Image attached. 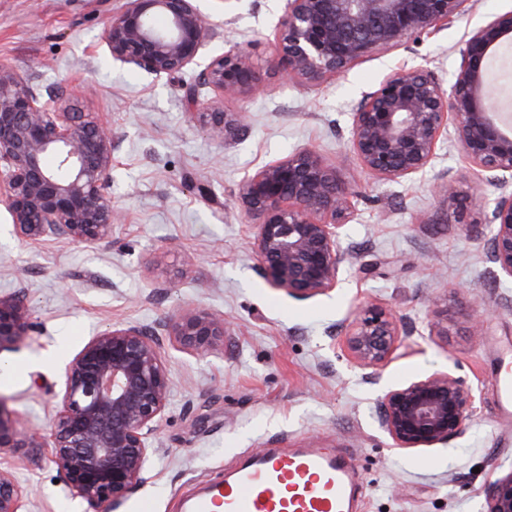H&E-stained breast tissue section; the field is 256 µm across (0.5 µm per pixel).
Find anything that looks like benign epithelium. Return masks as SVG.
I'll list each match as a JSON object with an SVG mask.
<instances>
[{
  "label": "benign epithelium",
  "instance_id": "7a95c632",
  "mask_svg": "<svg viewBox=\"0 0 512 512\" xmlns=\"http://www.w3.org/2000/svg\"><path fill=\"white\" fill-rule=\"evenodd\" d=\"M197 0H125L109 17L104 43L112 61L156 76L198 65L216 37ZM470 0H286L278 17L275 52L289 80L321 84L379 51L448 27ZM163 19L164 24L157 23ZM512 39V11L472 30L460 50L448 88L426 68L397 67L363 96L351 113L350 148L381 182L413 179L432 167L439 141L453 124L462 154L501 188L486 219L490 261L512 278V125L488 101L487 62ZM204 83L218 97L191 100L188 120L219 140L235 136L241 116L224 111V99L249 95L258 76L250 56L233 46L213 57ZM112 132L76 97L43 98L30 80L0 64V207L19 240L65 239L96 244L112 235L119 211L105 192L112 171ZM57 157V168L45 157ZM352 192L336 167L311 147L246 174L239 183L241 211L256 220L251 245L263 276L288 293L310 297L333 289L350 254L339 229L351 217ZM432 326L448 333L462 319L473 333L480 318L435 305ZM29 308L19 295L0 296V352L28 327ZM224 316L202 307L182 310L168 325L176 348L206 356L224 345ZM402 325L380 305L359 306L344 346L353 365L379 371L401 336ZM163 341L140 326L115 324L92 337L67 363L65 385L48 434L24 431L0 400V454L50 444L67 484L91 504L120 503L149 479L151 437L168 405L171 382ZM380 426L397 448L445 443L459 437L473 416L475 397L450 373L434 374L378 398ZM22 488L0 468V512H20ZM485 512H512V475L486 489Z\"/></svg>",
  "mask_w": 512,
  "mask_h": 512
}]
</instances>
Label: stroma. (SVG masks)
<instances>
[{"instance_id":"obj_1","label":"stroma","mask_w":512,"mask_h":512,"mask_svg":"<svg viewBox=\"0 0 512 512\" xmlns=\"http://www.w3.org/2000/svg\"><path fill=\"white\" fill-rule=\"evenodd\" d=\"M124 0H0V63L44 90L76 94L104 118L115 144L107 192L123 216L109 240L26 245L0 210V294H21L29 327L0 358L20 372L0 379V399L17 423L48 429L65 366L115 324L165 333L182 309L224 314V347L199 357L164 345L171 394L152 444L151 478L115 507L94 506L61 481L48 449L0 456L23 488L22 512H182L199 484L222 478L243 457L277 446H332L351 456L360 512H484L489 480L512 472V406L499 374L512 369V278L490 263L485 239L461 232L482 224L497 196L479 182L454 139H442L432 168L412 180L373 182L351 151L350 113L398 66L424 67L448 83L465 34L512 10V0H471L447 29L373 54L331 83L284 82L275 24L284 0H197L218 38L209 62L236 45L260 75L259 91L224 101L245 121L227 143L186 119L187 95L214 99L198 69L157 77L112 62L103 22ZM488 79L503 117L512 116V44L490 60ZM309 146L353 191L340 230L352 253L337 286L306 299L262 278L250 241L254 222L236 205L256 168ZM465 286L468 308L485 317L431 328V298ZM371 299L406 332L369 383L341 345L356 307ZM454 372L475 395L465 432L427 448H394L379 426L386 389Z\"/></svg>"}]
</instances>
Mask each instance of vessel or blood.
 I'll return each mask as SVG.
<instances>
[{
  "instance_id": "obj_1",
  "label": "vessel or blood",
  "mask_w": 512,
  "mask_h": 512,
  "mask_svg": "<svg viewBox=\"0 0 512 512\" xmlns=\"http://www.w3.org/2000/svg\"><path fill=\"white\" fill-rule=\"evenodd\" d=\"M359 477L339 448H270L201 486L185 512H353Z\"/></svg>"
}]
</instances>
